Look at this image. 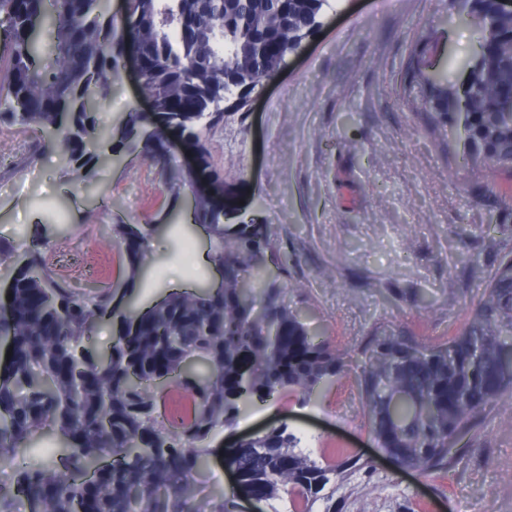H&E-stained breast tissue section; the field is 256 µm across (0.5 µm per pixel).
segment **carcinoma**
<instances>
[{
	"label": "carcinoma",
	"instance_id": "1",
	"mask_svg": "<svg viewBox=\"0 0 512 512\" xmlns=\"http://www.w3.org/2000/svg\"><path fill=\"white\" fill-rule=\"evenodd\" d=\"M328 0H128L116 26L107 0H0V130L19 126L49 134L83 177L100 160L97 147L136 142L161 164L173 195L193 185L156 153L165 137L151 114L129 112L117 127H101L102 111L120 78L125 56L146 57L144 91L169 124L211 170L215 191L224 177L211 169L206 130L224 114L219 93L247 80L255 89L280 67L297 33L319 26ZM449 14L475 27L478 43L448 79V64L425 71L414 51L402 101L433 111V131L463 141L461 165L489 162L512 170V14L491 0H448ZM48 44L39 40L41 32ZM209 226L213 260L224 271V299L210 291L172 292L134 316L116 314L108 293L78 297L47 264L38 236L0 241V266L10 263L12 314L0 315V342L13 346L0 369V463L15 465L14 489L0 488V512H235L236 496L199 503L189 485L209 455L218 428L233 430L241 408L282 396L301 404L346 367L342 354L285 303L265 275L277 258L272 233L257 229L224 239V209L208 197L194 204ZM155 224L115 225L118 243L143 241ZM127 279L140 278L143 251L126 253ZM120 316L123 331L105 354L90 347L98 326ZM512 348V258L503 259L472 302L467 324L447 340L419 345L404 336L374 334L358 374L371 435L400 468L436 476L448 471L460 444L487 407L512 396L504 358ZM170 360L168 379L181 385L190 407L172 424L157 414L148 392L159 378L155 362ZM57 451L47 463L24 452L47 436ZM112 458L100 468L99 462ZM238 490L270 501L298 496L289 512H313L330 484L368 471L350 453L316 455L281 424L226 449Z\"/></svg>",
	"mask_w": 512,
	"mask_h": 512
}]
</instances>
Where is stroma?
<instances>
[{"label": "stroma", "mask_w": 512, "mask_h": 512, "mask_svg": "<svg viewBox=\"0 0 512 512\" xmlns=\"http://www.w3.org/2000/svg\"><path fill=\"white\" fill-rule=\"evenodd\" d=\"M321 21L249 106L209 129L206 145L224 177L226 238L249 224L277 235L288 257L279 279L285 301L350 368L306 405L270 402L243 410L234 431L217 430L194 476L197 498L223 493L232 436L284 423L371 464L370 473L337 483L332 501H318L314 512L331 502L344 512H414L420 502L427 512H512V398L491 407L469 450L436 479L400 471L383 456L355 372L374 331L422 345L454 334L512 256V173L460 166L454 138L432 134L430 110L398 102L415 41L435 32L446 53L463 57L477 34L450 20L448 0H333ZM143 109L126 73L98 118L116 125ZM38 138L30 130L0 135V240L42 235L68 243L74 255L98 254L119 311L128 293L145 309L174 286L220 283L208 230L193 221L191 189L168 194L157 164L130 145L88 180L59 149L20 165ZM148 221L161 229L142 243L147 269L131 284L112 227Z\"/></svg>", "instance_id": "35a3bbf8"}]
</instances>
